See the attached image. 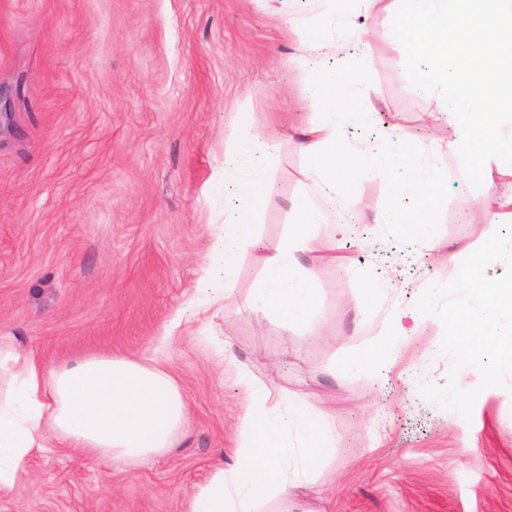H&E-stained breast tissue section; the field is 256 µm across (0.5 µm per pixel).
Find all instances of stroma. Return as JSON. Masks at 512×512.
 <instances>
[{
    "label": "stroma",
    "mask_w": 512,
    "mask_h": 512,
    "mask_svg": "<svg viewBox=\"0 0 512 512\" xmlns=\"http://www.w3.org/2000/svg\"><path fill=\"white\" fill-rule=\"evenodd\" d=\"M396 22L381 8L366 21L361 51L379 92L354 135L402 127L423 145L452 142L435 101L404 77ZM294 48L262 0H0V95L13 110L0 128V340L39 350L50 368L104 353L157 363L190 409L179 447L137 466L37 453L0 512H184L213 466L235 460L242 372L308 395L336 436L310 483L262 512H512V397L486 392L494 362L460 377L455 355L432 351L441 310L387 382L342 370L374 341L367 281L390 276L410 303L427 279L447 277L461 241L481 238V182L449 163L432 251L407 257L394 232H378L376 256L361 235L342 241L320 264L322 332L307 344L242 300L263 252L297 220L288 201L314 198L300 150L312 111L288 67ZM246 100L280 148L258 245L235 273L241 298L228 303L202 279L220 264L213 184ZM450 386L455 399L431 401Z\"/></svg>",
    "instance_id": "1"
}]
</instances>
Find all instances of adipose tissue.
<instances>
[{
    "label": "adipose tissue",
    "instance_id": "1",
    "mask_svg": "<svg viewBox=\"0 0 512 512\" xmlns=\"http://www.w3.org/2000/svg\"><path fill=\"white\" fill-rule=\"evenodd\" d=\"M317 2L313 16L288 21L297 44L288 65L299 74L313 111L301 149L310 159L303 175L318 200L291 201L299 221L263 255L264 277L245 298L298 340L320 333L313 317L315 260L332 255L352 233V225L337 223L336 215L351 205L359 185L377 182L388 189L375 224L411 227L414 248L430 250L438 244L436 214L448 200V157L484 179L495 172L512 176V0H357L367 16L380 4L402 11L391 36L404 51L407 78L436 100L454 128L457 140L450 148L436 140L420 145L397 128L380 144L349 139V128L366 120L376 93L372 62L354 52L366 25L359 16L337 13V0ZM339 82L356 101L353 110L328 107ZM276 151L275 139L254 128L251 112L234 113L222 172L225 298H234L238 262L256 245L255 219L272 194L268 170ZM487 210L483 244L462 243L448 259L447 279L426 286L421 304L401 306L390 279L368 284L364 302L383 311L373 346L350 354L347 371L398 365L404 345L441 302L448 310L447 345L460 371L492 357L512 372V279L491 281L483 273L487 255L512 264V236L500 233V204ZM240 382L246 400L236 460L213 467L188 496L185 512H259V501L288 497L309 480L335 445L329 412L248 375ZM187 417L182 389L153 364L99 354L49 369L36 351L0 343V496L28 480L30 459L47 436L91 459L135 465L177 447Z\"/></svg>",
    "mask_w": 512,
    "mask_h": 512
}]
</instances>
